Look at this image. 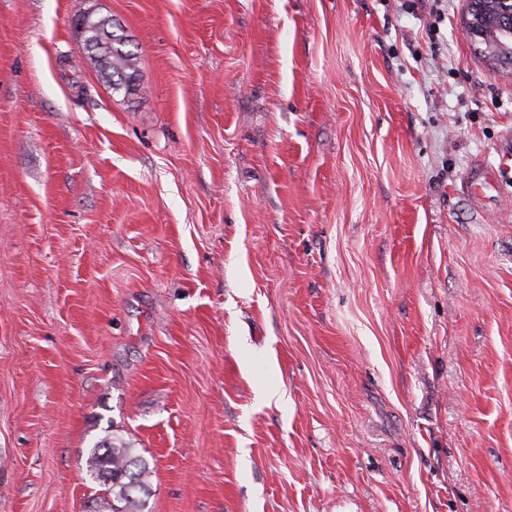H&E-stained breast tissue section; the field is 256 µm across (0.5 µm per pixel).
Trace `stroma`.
<instances>
[{
  "mask_svg": "<svg viewBox=\"0 0 512 512\" xmlns=\"http://www.w3.org/2000/svg\"><path fill=\"white\" fill-rule=\"evenodd\" d=\"M465 7L0 0V512H111L112 435L149 512H512V74ZM83 45L84 50L94 48L108 60L109 66L96 67L103 78L112 83V90L123 91L125 95H136L141 87L138 82V57L126 50L127 41L123 33H117L112 19L84 18ZM115 28V30H114ZM502 185L501 175L497 168L485 163H478L469 170L463 184V195L481 217H486L489 213L498 210ZM86 473L112 491V512H149L147 500L154 468L121 438L97 441L86 459Z\"/></svg>",
  "mask_w": 512,
  "mask_h": 512,
  "instance_id": "1",
  "label": "stroma"
}]
</instances>
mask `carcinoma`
<instances>
[{"mask_svg":"<svg viewBox=\"0 0 512 512\" xmlns=\"http://www.w3.org/2000/svg\"><path fill=\"white\" fill-rule=\"evenodd\" d=\"M473 25L465 32L474 51L493 68L512 73V42L502 40L501 30L512 28V0H473ZM84 48H93L108 60L100 75L112 89L126 95L140 92L138 57L126 49L124 34L109 18L82 21ZM86 472L112 491V512H148L147 500L154 468L127 442L118 437L97 441L86 459Z\"/></svg>","mask_w":512,"mask_h":512,"instance_id":"cac0c4a2","label":"carcinoma"}]
</instances>
